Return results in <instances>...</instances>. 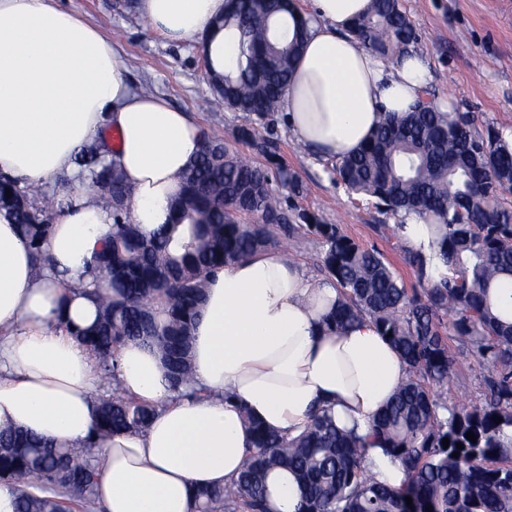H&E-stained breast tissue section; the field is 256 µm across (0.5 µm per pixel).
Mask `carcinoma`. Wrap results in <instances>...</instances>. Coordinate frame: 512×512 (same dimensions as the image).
Wrapping results in <instances>:
<instances>
[{
	"label": "carcinoma",
	"mask_w": 512,
	"mask_h": 512,
	"mask_svg": "<svg viewBox=\"0 0 512 512\" xmlns=\"http://www.w3.org/2000/svg\"><path fill=\"white\" fill-rule=\"evenodd\" d=\"M283 13L275 0H238L237 11L220 19L240 33L238 74L220 80L224 108L248 118L236 140L250 154L203 131L168 222L152 235L131 219L133 190L120 163L106 159L112 154L107 142L96 139L76 155L77 166L107 198L113 220L91 264L93 272L109 275L107 283L65 284L97 306V322L74 329L60 322L94 353L101 377L114 382L112 396L95 401L92 433L100 440L138 432L156 413L121 392L116 354L122 346H157L172 390L181 392L192 379V332L210 276L283 240L298 246L314 240L320 245L318 270L344 296L328 326L369 316L408 365L407 381L374 428L385 452L401 462L406 481L395 489L369 477L361 440L338 430L318 409L310 428L291 441L249 420L254 439L245 469L229 486L197 489L194 512H276L267 485L276 469L296 478L297 512H427L429 506L432 512H512V322L495 314L489 301L493 281L512 276V205L503 198L512 190V147L504 129L492 125L480 132L469 112L417 105L403 118L386 115L357 152L331 161L336 185L371 201L380 213L415 212L442 222L448 277L419 295L378 249L291 203L299 181L277 153L274 115L303 30L296 18L288 31L278 22ZM349 32L385 59L418 44L399 0H372V10ZM19 196L26 199L23 207L12 204ZM54 204L16 178L0 180V212L20 227L38 273L50 264L44 243L51 223L44 213ZM458 350L489 366L483 402L470 409L448 404ZM496 415L501 422H494ZM469 431L476 442L466 438ZM98 476L87 448H58L19 430L0 431V483L17 486L19 512H69L73 504H94Z\"/></svg>",
	"instance_id": "obj_1"
}]
</instances>
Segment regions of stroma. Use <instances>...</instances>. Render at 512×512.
Segmentation results:
<instances>
[{
    "label": "stroma",
    "mask_w": 512,
    "mask_h": 512,
    "mask_svg": "<svg viewBox=\"0 0 512 512\" xmlns=\"http://www.w3.org/2000/svg\"><path fill=\"white\" fill-rule=\"evenodd\" d=\"M130 0H62L120 44L128 75L135 87L152 93L191 117L205 130L233 141L242 114L225 109L205 78L203 60L193 42L175 43L153 31L130 8ZM419 36V51L432 74L431 88L462 112L475 113L478 125L512 127V0H401ZM278 152L298 177L302 192L295 205L338 225L356 242L376 247L404 278L417 287L405 248L394 234L380 233L387 217L374 206L337 188L327 164L304 150L281 130ZM484 361L466 352L456 357V379L448 388L449 402L481 403Z\"/></svg>",
    "instance_id": "1"
}]
</instances>
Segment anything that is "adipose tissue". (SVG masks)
Returning a JSON list of instances; mask_svg holds the SVG:
<instances>
[{
	"mask_svg": "<svg viewBox=\"0 0 512 512\" xmlns=\"http://www.w3.org/2000/svg\"><path fill=\"white\" fill-rule=\"evenodd\" d=\"M370 2L312 0L304 15L306 48L282 108L296 142L328 157L351 155L382 114L408 112L430 81L419 54L386 63L348 35ZM229 3L138 0L136 8L154 31L197 42L214 70L233 73L239 34L215 25ZM107 127L119 136L133 220L152 232L166 222L178 176L199 150V125L164 97L134 89L116 43L58 0H0V173L27 186L53 184L73 171L77 148ZM111 230L109 208L75 178L44 245L51 264L38 276L17 225L0 214V427L93 446L104 512H190L195 488L230 483L251 446L241 410L293 438L325 404L339 427L365 434L408 375L371 319L327 327L341 299L333 281L312 279L286 252L268 249L211 279L193 330L192 395L172 390L155 349L128 343L117 354L122 390L157 414L144 432L91 442L102 382L57 315L79 327L93 322L94 305L63 285L85 273ZM395 234L438 280L436 221L411 214Z\"/></svg>",
	"mask_w": 512,
	"mask_h": 512,
	"instance_id": "1",
	"label": "adipose tissue"
}]
</instances>
